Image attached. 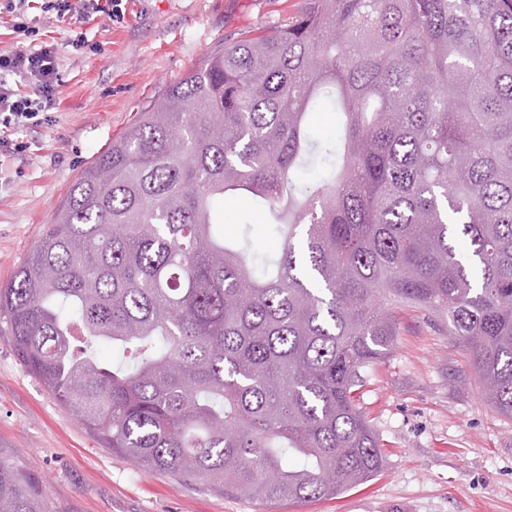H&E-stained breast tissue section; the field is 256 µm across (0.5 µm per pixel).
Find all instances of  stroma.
Instances as JSON below:
<instances>
[{
	"label": "stroma",
	"mask_w": 512,
	"mask_h": 512,
	"mask_svg": "<svg viewBox=\"0 0 512 512\" xmlns=\"http://www.w3.org/2000/svg\"><path fill=\"white\" fill-rule=\"evenodd\" d=\"M309 0H122L115 17L38 19L19 35L0 17V49L52 44L62 83L48 124L2 130L24 151L0 155V286L23 263L80 173L166 87L225 44L272 31ZM96 51L75 52L76 33ZM224 230L272 252L268 215L225 200ZM394 352L363 375L357 404L386 465L338 497L260 504L135 467L103 448L30 374L0 335V448L38 478L51 512H512V418L488 403L461 346L423 312H399Z\"/></svg>",
	"instance_id": "obj_1"
}]
</instances>
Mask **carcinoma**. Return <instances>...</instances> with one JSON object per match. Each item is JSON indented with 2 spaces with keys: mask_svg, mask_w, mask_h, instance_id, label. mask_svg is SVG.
<instances>
[{
  "mask_svg": "<svg viewBox=\"0 0 512 512\" xmlns=\"http://www.w3.org/2000/svg\"><path fill=\"white\" fill-rule=\"evenodd\" d=\"M323 103L341 135L310 134ZM226 197L268 212L272 253L218 230ZM402 305L511 418L512 0H310L225 45L81 173L0 334L133 465L300 503L384 466L355 394ZM0 512H49L2 449Z\"/></svg>",
  "mask_w": 512,
  "mask_h": 512,
  "instance_id": "carcinoma-1",
  "label": "carcinoma"
}]
</instances>
